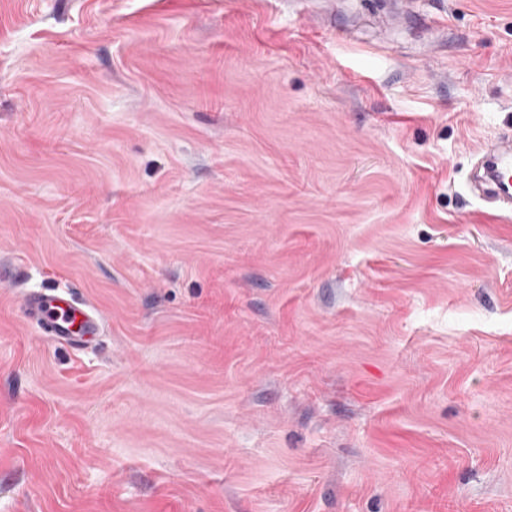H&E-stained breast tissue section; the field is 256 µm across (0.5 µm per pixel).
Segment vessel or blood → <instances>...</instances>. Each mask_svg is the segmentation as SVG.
I'll use <instances>...</instances> for the list:
<instances>
[{
    "instance_id": "obj_1",
    "label": "vessel or blood",
    "mask_w": 512,
    "mask_h": 512,
    "mask_svg": "<svg viewBox=\"0 0 512 512\" xmlns=\"http://www.w3.org/2000/svg\"><path fill=\"white\" fill-rule=\"evenodd\" d=\"M472 179L483 194L493 199L498 211H512V137L485 142L476 153ZM23 307L56 343L78 351L96 340L104 319L89 302L72 289L47 288L26 292Z\"/></svg>"
}]
</instances>
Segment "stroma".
<instances>
[{
	"label": "stroma",
	"instance_id": "1",
	"mask_svg": "<svg viewBox=\"0 0 512 512\" xmlns=\"http://www.w3.org/2000/svg\"><path fill=\"white\" fill-rule=\"evenodd\" d=\"M502 133L512 0H0V512H512ZM472 179L497 203L498 212L512 211V137L485 142L476 153ZM23 307L56 343L80 351L96 340L104 329V319L74 289L47 288L24 293Z\"/></svg>",
	"mask_w": 512,
	"mask_h": 512
}]
</instances>
